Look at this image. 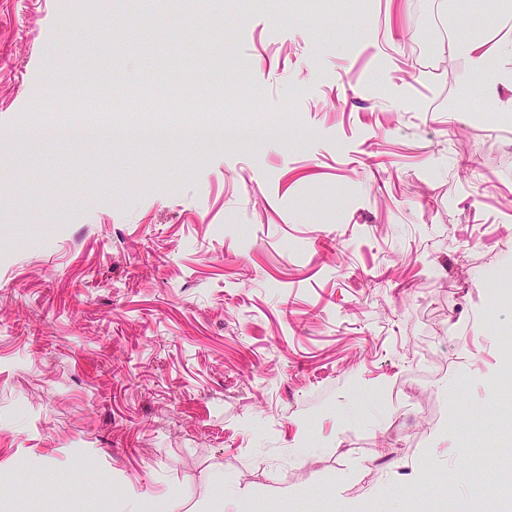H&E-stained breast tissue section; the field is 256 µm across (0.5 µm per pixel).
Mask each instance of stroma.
Masks as SVG:
<instances>
[{
	"instance_id": "35a3bbf8",
	"label": "stroma",
	"mask_w": 512,
	"mask_h": 512,
	"mask_svg": "<svg viewBox=\"0 0 512 512\" xmlns=\"http://www.w3.org/2000/svg\"><path fill=\"white\" fill-rule=\"evenodd\" d=\"M496 5L0 0L9 512L512 497V112L448 48L512 70ZM93 102L111 139L16 137ZM450 47L454 52L468 57L473 80L481 82L488 63V56L481 51V46L473 39H455Z\"/></svg>"
}]
</instances>
